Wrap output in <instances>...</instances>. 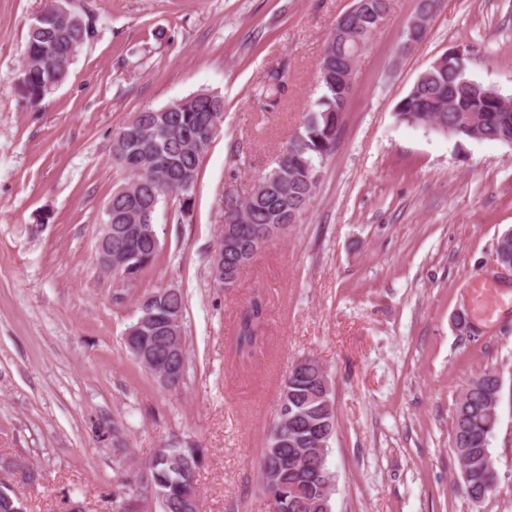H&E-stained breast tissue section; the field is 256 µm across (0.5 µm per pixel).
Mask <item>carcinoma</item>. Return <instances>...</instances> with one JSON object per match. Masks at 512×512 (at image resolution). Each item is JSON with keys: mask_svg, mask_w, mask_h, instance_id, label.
I'll return each mask as SVG.
<instances>
[{"mask_svg": "<svg viewBox=\"0 0 512 512\" xmlns=\"http://www.w3.org/2000/svg\"><path fill=\"white\" fill-rule=\"evenodd\" d=\"M389 0H367L362 12L345 13L335 27L350 34L345 40L327 41L318 74L321 96L307 111L299 131L262 175L258 191L240 208L224 210L222 234L243 249L258 242L270 224H294L315 195L322 163L336 151L344 91L336 75L347 70L359 47L373 37L377 21L388 11ZM92 26L68 8L45 10L28 22L24 64L16 77L20 97L37 107L65 83L69 66L93 38ZM468 57L448 55L416 80L400 101L398 120L427 127L450 137L512 142V98L502 101L486 93L484 84L467 73ZM287 88V69L266 74L259 104L270 112L277 108ZM224 117L223 99L199 91L162 108H143L112 133V161L130 178L117 187L108 201L112 212V276L132 272L138 277L156 260L160 240L153 215L160 199L169 195L178 212L189 214L202 156ZM238 263V251L223 249L215 262L218 280ZM182 293L160 288L141 297L138 318L150 316L145 335L153 337V369L167 375L176 388L187 369L186 349L170 352L169 338L183 331ZM263 301L255 296L242 311L236 335L240 356H252L262 342ZM487 371L471 380L456 407L454 449L467 475L463 482L471 499L484 496L497 480L486 452L497 425L496 406L490 394ZM327 372L318 360L298 361L288 373L279 397L292 408L285 426L275 425L270 448L260 462V489L271 495L277 512H325L332 493L322 495L319 481H335L329 467V443L335 433L331 395H323ZM202 463L198 448H158L151 464L120 472L123 487H136L158 503L161 512H187L197 496L196 473Z\"/></svg>", "mask_w": 512, "mask_h": 512, "instance_id": "cac0c4a2", "label": "carcinoma"}]
</instances>
